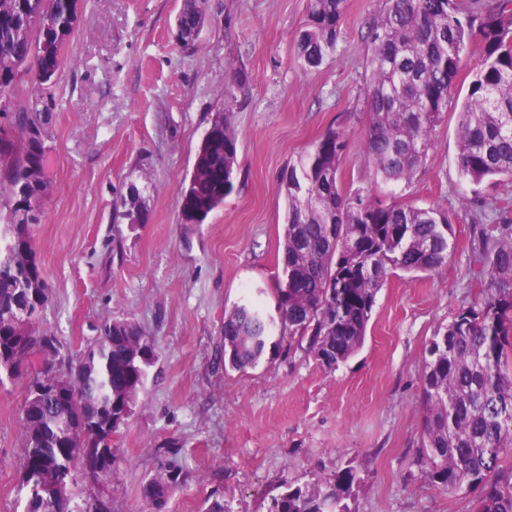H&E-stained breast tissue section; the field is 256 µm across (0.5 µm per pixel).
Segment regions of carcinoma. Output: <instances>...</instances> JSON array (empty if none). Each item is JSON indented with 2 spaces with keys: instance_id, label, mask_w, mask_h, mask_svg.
<instances>
[{
  "instance_id": "1",
  "label": "carcinoma",
  "mask_w": 512,
  "mask_h": 512,
  "mask_svg": "<svg viewBox=\"0 0 512 512\" xmlns=\"http://www.w3.org/2000/svg\"><path fill=\"white\" fill-rule=\"evenodd\" d=\"M81 0H0V383L31 371L21 411L25 512H74L69 481L76 466L98 484L83 512H112V446L144 388L154 346L136 323L106 320L96 343L64 373L56 337L40 327L50 288L37 262L30 225L49 191V100L66 60L64 45ZM346 0H310L296 40L308 68L336 51ZM205 0H183L176 26L183 48H196ZM482 55L458 111L459 175L479 185L512 179V0L485 15L460 17L457 0H384L364 35L370 72L366 155L378 185L408 181L435 149L462 61L474 36ZM190 177L178 184L181 223L202 224L233 189L237 133L230 109L216 113ZM343 132L327 130L313 150L288 166L282 278L276 315L249 302L224 314V364H259L272 337L306 341L334 368L362 346L379 291L401 271L437 274L448 265L453 226L435 207L344 192L339 169ZM126 217L143 216L131 191ZM482 291L432 337L420 376L423 412L417 465L432 487L478 486L477 512H512V226L481 229L474 245ZM357 473L344 470L288 486L271 512H350ZM176 484L144 486L149 512H166Z\"/></svg>"
}]
</instances>
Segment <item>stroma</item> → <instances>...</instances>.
I'll return each instance as SVG.
<instances>
[{
  "label": "stroma",
  "mask_w": 512,
  "mask_h": 512,
  "mask_svg": "<svg viewBox=\"0 0 512 512\" xmlns=\"http://www.w3.org/2000/svg\"><path fill=\"white\" fill-rule=\"evenodd\" d=\"M310 0H207L195 51L177 39L181 0H84L53 88L49 193L31 231L51 289L42 325L65 353L107 319L135 322L155 358L112 436V512H146L144 485L177 476L166 512H267L283 485L351 468L352 512H472L476 491L444 493L416 465L425 346L473 299L472 240L512 224V181L475 186L457 170V106L399 200L435 207L454 250L436 275L397 273L365 341L335 369L281 342L243 372L221 357L224 314L244 295L275 309L288 208L281 178L328 129L348 142L343 191L372 186L362 36L384 0H347L333 58L304 69L296 37ZM249 80L238 86L236 76ZM232 107L234 190L204 223L180 221L177 182L193 170L215 113ZM139 187L144 217L121 205ZM26 375L0 384V512H24L20 424Z\"/></svg>",
  "instance_id": "stroma-1"
}]
</instances>
